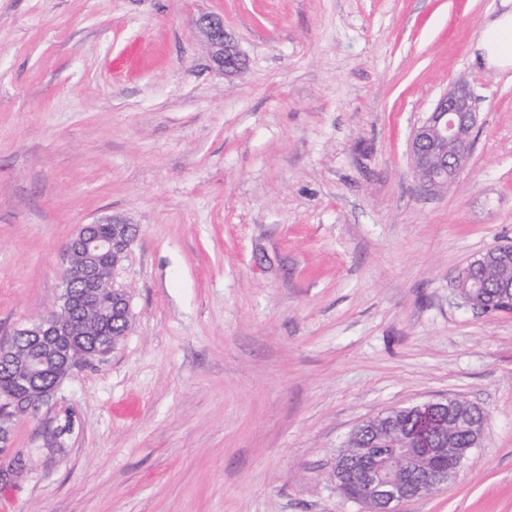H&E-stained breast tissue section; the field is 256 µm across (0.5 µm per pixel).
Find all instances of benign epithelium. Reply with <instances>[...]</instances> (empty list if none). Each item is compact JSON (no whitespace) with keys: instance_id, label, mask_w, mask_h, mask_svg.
Masks as SVG:
<instances>
[{"instance_id":"obj_1","label":"benign epithelium","mask_w":512,"mask_h":512,"mask_svg":"<svg viewBox=\"0 0 512 512\" xmlns=\"http://www.w3.org/2000/svg\"><path fill=\"white\" fill-rule=\"evenodd\" d=\"M196 28L207 43L218 70L226 76L243 70V53L224 28L222 16L202 14L196 20ZM476 125L477 114L469 87L461 82L452 84L415 127L409 143L413 175L423 188L443 189L457 179L473 150ZM102 223L112 225L111 234L101 236L95 233V224H81L66 243L62 275L66 291L61 296L60 311L47 315L30 328L17 329L8 342L0 345L1 359L25 362L19 378L24 389L25 410L16 409L14 394L0 392V440L8 437L5 423L48 403L61 382L59 376L51 382L37 380V375L54 362L27 353L25 341L33 339L45 349L54 350L53 337L76 318L98 307L103 288L120 296V301L113 305L112 317L127 319L131 316L128 296L114 286L113 277L123 254L135 239L136 230L133 225L114 217ZM115 345L114 339L100 338L90 346L76 344L62 355L70 369L81 358L108 354ZM471 452L470 448H453L446 453L438 448H418L414 452L402 448L393 457L378 456L376 463L360 471L358 479L348 484L345 491L365 506L367 512H399L402 504L429 497L435 488L447 483Z\"/></svg>"}]
</instances>
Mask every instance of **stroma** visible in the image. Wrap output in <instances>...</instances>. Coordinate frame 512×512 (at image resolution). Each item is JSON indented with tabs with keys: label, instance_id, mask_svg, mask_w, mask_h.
<instances>
[{
	"label": "stroma",
	"instance_id": "1",
	"mask_svg": "<svg viewBox=\"0 0 512 512\" xmlns=\"http://www.w3.org/2000/svg\"><path fill=\"white\" fill-rule=\"evenodd\" d=\"M512 0H0V341L52 312L78 225L137 235L133 321L15 419L0 512H365L331 477L393 407L461 397L483 439L400 512H512V312L458 287L512 244V71L474 50ZM224 17V76L195 21ZM457 181L408 153L451 84ZM72 422L57 448L44 427ZM477 114L469 87L454 83L417 125L409 143L414 177L429 191L453 183L473 150Z\"/></svg>",
	"mask_w": 512,
	"mask_h": 512
}]
</instances>
